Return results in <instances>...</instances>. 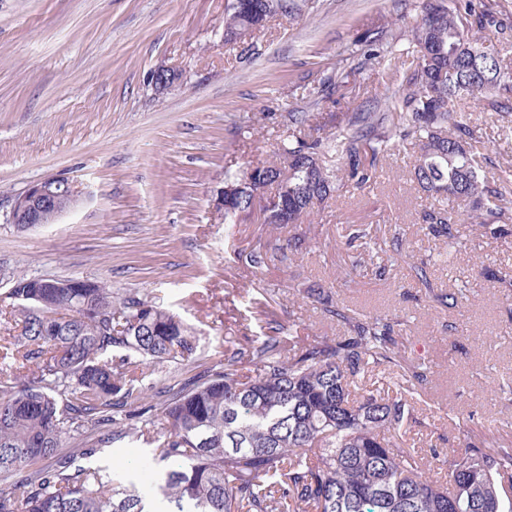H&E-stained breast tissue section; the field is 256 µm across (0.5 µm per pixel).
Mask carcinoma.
<instances>
[{
    "instance_id": "1",
    "label": "carcinoma",
    "mask_w": 512,
    "mask_h": 512,
    "mask_svg": "<svg viewBox=\"0 0 512 512\" xmlns=\"http://www.w3.org/2000/svg\"><path fill=\"white\" fill-rule=\"evenodd\" d=\"M288 0H226L224 40L244 41ZM512 32L496 0H424L411 30L416 63L386 112L329 114L336 132L292 133L273 162L224 175V223L265 201V224H303L344 187L361 188L382 168L393 141L418 147L411 173L430 199L422 225L458 251L472 249L458 225L512 234V167L481 174L476 127L455 108L469 95L512 112V63L482 52L487 32ZM388 50L367 32L351 49L379 66ZM334 159L336 169L326 165ZM325 317L347 335L301 344L276 317L260 336L203 375L175 381L166 398L140 409L144 369L198 360L200 338L179 316L144 297L119 296L81 278L20 274L0 295V315L18 319L0 373V512H512V447L478 438L424 454L404 447L414 406L367 389L376 371L404 370L398 323L358 316L319 288ZM71 313L59 322L55 315ZM253 367L242 373L241 364ZM147 416L164 440V474L145 485L102 468H75L69 444L92 455L110 437L97 426Z\"/></svg>"
}]
</instances>
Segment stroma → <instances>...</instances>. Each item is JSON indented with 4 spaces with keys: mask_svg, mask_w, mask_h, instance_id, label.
I'll return each instance as SVG.
<instances>
[{
    "mask_svg": "<svg viewBox=\"0 0 512 512\" xmlns=\"http://www.w3.org/2000/svg\"><path fill=\"white\" fill-rule=\"evenodd\" d=\"M297 3L296 17H274L242 44L224 40L226 0H0V293L17 273L78 277L178 313L199 336L201 357L146 373L153 398L168 376L192 378L248 347L268 313L307 340L343 335L306 296L332 284L339 303L398 321L406 365L426 367L408 432L416 449L449 448L466 433L512 445V399L494 394L512 382V235L480 236L457 252L422 229L426 200L409 175L414 144L398 143L372 187L316 207L300 228L306 247L287 266L268 243L293 227L230 226L216 207L225 171L274 160L295 118L325 136L329 113L385 111L415 58L407 36L421 0ZM368 30L394 44L390 85L349 54ZM339 65L347 84L321 95ZM161 66L180 74L163 92L150 82ZM459 107L481 125L483 172L512 166V114L469 98ZM50 177L72 181L81 206L53 224H12L15 198ZM354 224L367 236L350 247ZM398 226L404 254L394 257ZM257 251L267 255L259 268L247 260ZM423 259L428 289L413 270ZM352 268L353 283L336 286ZM489 269L507 281L486 277ZM441 292L462 299L445 307ZM123 430L81 466L125 474L162 442L138 419Z\"/></svg>",
    "mask_w": 512,
    "mask_h": 512,
    "instance_id": "obj_1",
    "label": "stroma"
}]
</instances>
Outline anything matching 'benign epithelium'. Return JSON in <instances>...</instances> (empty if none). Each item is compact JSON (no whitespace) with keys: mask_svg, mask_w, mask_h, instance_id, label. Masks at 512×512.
<instances>
[{"mask_svg":"<svg viewBox=\"0 0 512 512\" xmlns=\"http://www.w3.org/2000/svg\"><path fill=\"white\" fill-rule=\"evenodd\" d=\"M61 183H68L64 177L47 178L18 196L11 210V221L27 228L41 224H53L63 214L74 209L80 203V196L74 187H69L68 205L64 209L57 208L59 195L56 188Z\"/></svg>","mask_w":512,"mask_h":512,"instance_id":"benign-epithelium-1","label":"benign epithelium"}]
</instances>
